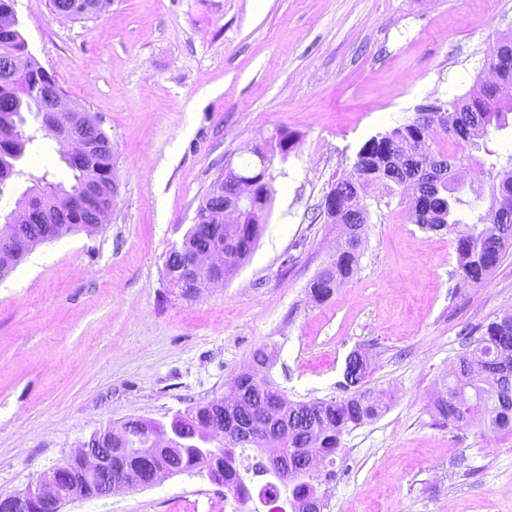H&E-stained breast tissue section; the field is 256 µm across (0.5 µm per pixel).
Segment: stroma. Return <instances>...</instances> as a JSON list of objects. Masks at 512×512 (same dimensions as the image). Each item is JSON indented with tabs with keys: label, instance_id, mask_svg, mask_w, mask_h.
Masks as SVG:
<instances>
[{
	"label": "stroma",
	"instance_id": "obj_1",
	"mask_svg": "<svg viewBox=\"0 0 512 512\" xmlns=\"http://www.w3.org/2000/svg\"><path fill=\"white\" fill-rule=\"evenodd\" d=\"M28 51L70 106L101 122L120 194L108 224L39 245L0 278V493L24 489L103 426L169 422L257 372L293 401L387 391L344 434L322 512H512V432L435 424L428 408L468 348L504 314L512 252L481 286L457 273L451 235L410 219L399 191L364 197L359 268L324 303L309 287L336 253L322 206L361 146L425 101L467 94L512 0H111L82 19L16 0ZM273 200L250 260L185 300L164 261L226 164L275 132ZM264 351L267 367L256 368ZM206 473L62 512H229Z\"/></svg>",
	"mask_w": 512,
	"mask_h": 512
}]
</instances>
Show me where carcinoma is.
Listing matches in <instances>:
<instances>
[{
    "label": "carcinoma",
    "mask_w": 512,
    "mask_h": 512,
    "mask_svg": "<svg viewBox=\"0 0 512 512\" xmlns=\"http://www.w3.org/2000/svg\"><path fill=\"white\" fill-rule=\"evenodd\" d=\"M7 55L23 60L19 73L11 77L0 76V133L8 132L10 139L0 147V169L12 171L13 178L31 182L25 196L40 195L59 198L79 195L82 183L95 176L102 178L114 174V157L102 159L96 155L76 164L64 159L72 171L73 183L69 186L48 180L20 167L26 149L38 141V133L44 125L26 126L23 113L34 115L42 121L43 104L39 91L56 88L57 80L40 66L28 53L20 34L0 28V56ZM477 97L478 108L458 105V99L435 100L430 106L442 109L439 120L442 129L432 127L431 120L414 117L407 123L388 132L380 133L363 144L356 155L349 175L336 180V220L342 224L344 239L362 241L364 225L361 213L366 205L357 197L354 182L381 181L387 185L402 186L412 182L416 192L407 201L411 221L429 232H446L454 236L458 256V272L461 279L480 284L512 249V206L502 200H512V167L496 170L490 164L491 176L489 207L475 215V222L463 224L455 219L457 207L469 206L471 201L462 197L463 188L456 178V170L475 162L465 155H445L434 148L437 157L432 161L436 173L430 178L420 175L421 160L415 155L412 141L425 134L436 139L438 132L454 128L451 138L474 147L479 141H488L491 135L512 121V98L487 92L476 83L466 97ZM273 158L262 155L238 168L243 178L260 180L272 186L270 164ZM182 244L196 250L221 248L224 250V266L236 270L251 255L255 242L240 234L237 224H214L212 232H203L193 224L183 237ZM362 251L345 250L334 256L311 285L310 296L320 303L328 299L334 287L346 282L358 270ZM480 335L471 340L469 349L459 357L458 368L447 384L435 391L431 400V412L452 427H488L493 430H512V315L498 317L479 327ZM367 367L356 354L346 359L344 386L356 387L365 378ZM231 395L213 399L205 404L187 409L174 416L172 422L180 435L183 452L172 458L178 469L183 460H201L199 441L194 435L196 422L210 420L225 424L238 420L246 426L248 436L232 443L223 444L224 451L218 460L224 463V489L232 497L250 499V484L258 477L270 476L266 464L255 461L242 466L236 458V449L254 451L265 447L272 434H277L280 447L293 455L298 450L331 457L339 448L342 435L377 416L383 408V397L368 401L369 393L359 390L347 398L334 401L313 400L293 402L275 389L264 377L254 374L238 376L230 387ZM131 427L126 447L132 453L112 460V471L138 470L141 453L153 447L152 434L164 428L156 421H148L147 427L139 426L132 419L121 424ZM313 471H302L288 478L268 480L264 483L267 495L280 497V487L294 484L291 512H296V500L305 490L313 488Z\"/></svg>",
    "instance_id": "1"
}]
</instances>
